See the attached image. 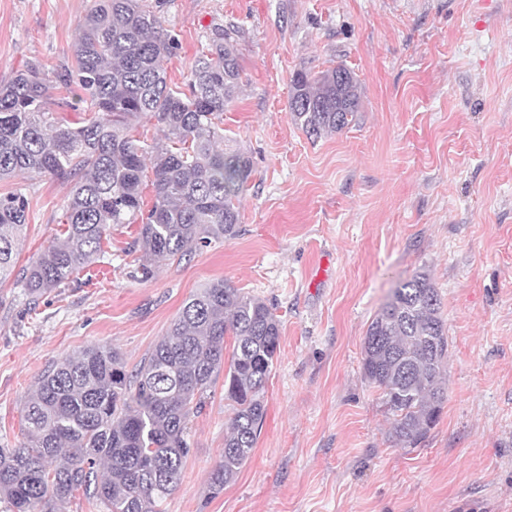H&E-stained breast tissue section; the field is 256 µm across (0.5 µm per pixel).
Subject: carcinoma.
Here are the masks:
<instances>
[{"instance_id":"obj_1","label":"carcinoma","mask_w":512,"mask_h":512,"mask_svg":"<svg viewBox=\"0 0 512 512\" xmlns=\"http://www.w3.org/2000/svg\"><path fill=\"white\" fill-rule=\"evenodd\" d=\"M177 46L146 0H95L73 66L34 64L0 85V180L27 174L69 185L64 239L17 278L30 304L99 262L113 224H139L133 249L145 278L163 262L237 235L252 165L241 150L218 146L224 105L240 88L236 48L215 30L184 88L174 89L163 61ZM56 84L83 90L93 116L75 126L54 118L49 90ZM359 107V82L342 64L291 80L290 119L314 142L348 127ZM142 116L155 121L150 144L131 134ZM29 208L23 188L0 195V281L14 273ZM447 332L425 272L392 289L367 329L362 374L381 391L404 447L427 437L447 397ZM279 349L273 305L218 280L190 296L132 373L108 344L62 357L26 399L24 443L0 446V504L5 512H56L80 492L98 512H163L190 453L188 420L222 372L233 417L211 474L219 493L255 448Z\"/></svg>"}]
</instances>
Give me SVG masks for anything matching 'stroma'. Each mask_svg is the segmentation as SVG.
<instances>
[{"label":"stroma","instance_id":"stroma-1","mask_svg":"<svg viewBox=\"0 0 512 512\" xmlns=\"http://www.w3.org/2000/svg\"><path fill=\"white\" fill-rule=\"evenodd\" d=\"M182 84L215 29L239 54L224 142L253 172L239 232L135 274L115 224L107 263L29 310L0 283V445L18 447L23 405L49 365L98 343L134 368L184 302L222 280L272 303L280 352L256 446L213 493L232 404L216 380L188 422L191 453L165 512H512V0H160ZM94 0H0V84L39 63L73 64ZM343 64L361 106L313 141L291 122L293 75ZM26 188L17 266L61 237L68 188ZM427 271L448 325V396L414 448L396 445L363 377L367 329L396 285Z\"/></svg>","mask_w":512,"mask_h":512}]
</instances>
